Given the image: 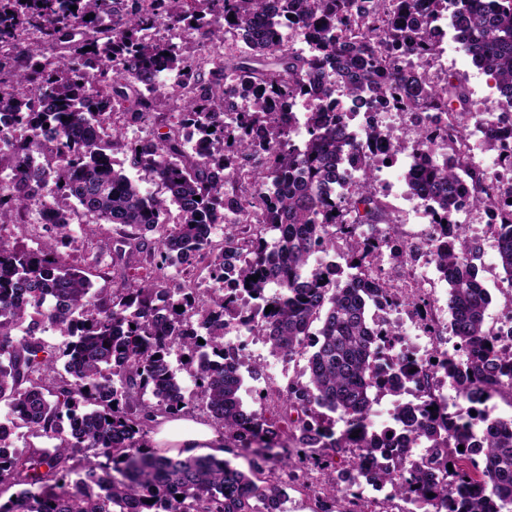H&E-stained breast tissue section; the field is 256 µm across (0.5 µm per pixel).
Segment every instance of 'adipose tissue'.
<instances>
[{"label": "adipose tissue", "instance_id": "1", "mask_svg": "<svg viewBox=\"0 0 512 512\" xmlns=\"http://www.w3.org/2000/svg\"><path fill=\"white\" fill-rule=\"evenodd\" d=\"M223 445L221 435L212 426L189 417L165 419L153 435L154 448L171 455L195 456Z\"/></svg>", "mask_w": 512, "mask_h": 512}]
</instances>
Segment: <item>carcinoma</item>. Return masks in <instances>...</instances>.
Returning <instances> with one entry per match:
<instances>
[{
	"label": "carcinoma",
	"mask_w": 512,
	"mask_h": 512,
	"mask_svg": "<svg viewBox=\"0 0 512 512\" xmlns=\"http://www.w3.org/2000/svg\"><path fill=\"white\" fill-rule=\"evenodd\" d=\"M462 2L461 48L512 107V0L493 10ZM446 9L448 0H0V224L55 231L35 249L0 238V403L14 429H26L20 446L0 436V488H18L0 512H284L286 486L305 478L308 460L337 474L317 495L318 512H373L357 462L343 456L353 446L368 457L392 449L371 476L389 499L434 512H512V420L490 421L479 408L512 389V350L488 337L482 243L451 223L464 182L474 208L496 212L498 263L512 287V206L499 203L496 179L461 150L474 120L465 80H433L409 61L433 56L430 25ZM163 23L183 44L155 36ZM276 29L305 32L308 49L274 41ZM323 58L334 61L356 108L372 104L363 97L369 86L382 105L448 118L418 126L412 145L398 141L396 150L416 154L411 189L440 220L436 270L448 285L455 339L440 363L457 393L450 416L432 395L397 405L393 429L368 428L374 403L397 395L402 378L428 391L432 383L413 363L372 373L397 336L391 324L370 322L372 305L402 298L384 286V257L410 243L395 224L380 243L362 231L387 223L388 207L367 156L343 187L349 129ZM230 92L244 105L226 118ZM270 98L283 112L309 99L303 138ZM170 109L177 120L169 124L159 114ZM132 124L168 131L130 139ZM437 139L458 155L456 165L420 155ZM128 168L167 200L142 194ZM167 201L177 207L174 223ZM104 224L119 226L111 264L99 270L116 274L110 292L93 289L76 258ZM221 224L217 245L212 227ZM339 240L344 264L310 263ZM241 249L250 259L234 283L253 293L247 310L224 293V257ZM201 264L213 281L203 292L192 286ZM171 268L182 282L170 284ZM402 299L439 330L424 298ZM233 320L274 355H307V378L266 391L259 408L246 410L243 348L224 345ZM49 330L62 344L37 336ZM196 407L223 431L224 452L247 457L248 468L152 449L159 419ZM417 437L425 452L414 457L408 443Z\"/></svg>",
	"instance_id": "carcinoma-1"
}]
</instances>
